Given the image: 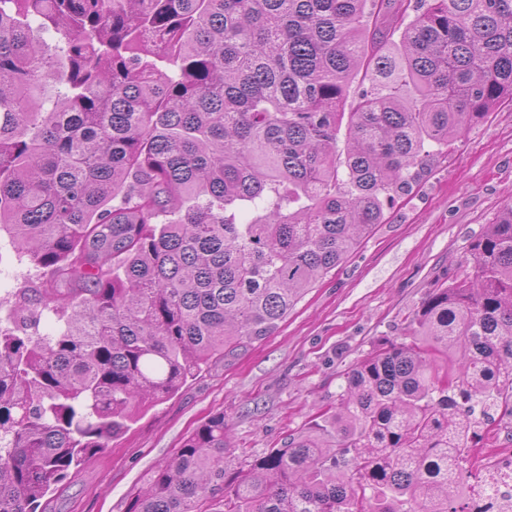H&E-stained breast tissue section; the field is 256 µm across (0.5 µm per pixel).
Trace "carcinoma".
<instances>
[{"mask_svg":"<svg viewBox=\"0 0 512 512\" xmlns=\"http://www.w3.org/2000/svg\"><path fill=\"white\" fill-rule=\"evenodd\" d=\"M401 5L0 0V228L35 269L0 299V512H41L144 410L272 335L512 100V0ZM392 11L386 50L367 34ZM495 420L512 421V200L311 429L228 477L215 414L130 512H465L468 440Z\"/></svg>","mask_w":512,"mask_h":512,"instance_id":"1","label":"carcinoma"}]
</instances>
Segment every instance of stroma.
<instances>
[{
  "label": "stroma",
  "instance_id": "1",
  "mask_svg": "<svg viewBox=\"0 0 512 512\" xmlns=\"http://www.w3.org/2000/svg\"><path fill=\"white\" fill-rule=\"evenodd\" d=\"M511 199L512 102L506 100L466 129L273 335L204 367L145 410L62 492L46 497V512H127L134 489L217 413L236 449L228 458L232 471L281 446L289 432L312 426L374 344L407 336L428 291L469 257L472 242Z\"/></svg>",
  "mask_w": 512,
  "mask_h": 512
}]
</instances>
